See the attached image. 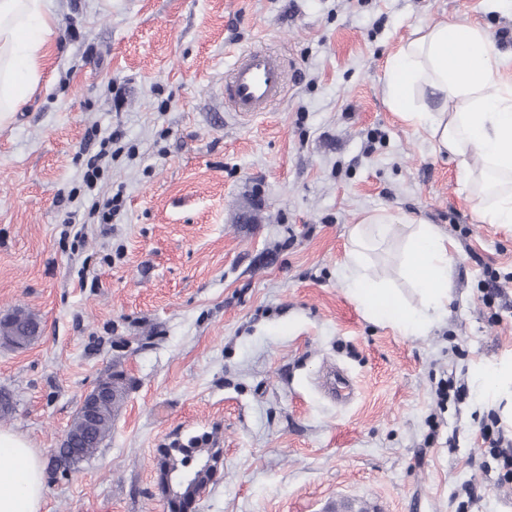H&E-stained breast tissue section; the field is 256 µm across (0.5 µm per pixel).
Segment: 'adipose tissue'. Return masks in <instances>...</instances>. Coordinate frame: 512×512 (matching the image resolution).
<instances>
[{"instance_id": "adipose-tissue-1", "label": "adipose tissue", "mask_w": 512, "mask_h": 512, "mask_svg": "<svg viewBox=\"0 0 512 512\" xmlns=\"http://www.w3.org/2000/svg\"><path fill=\"white\" fill-rule=\"evenodd\" d=\"M54 35L50 0H0V125L37 88ZM385 95L391 111L429 134L436 153L456 160L463 184L480 185L486 198L476 222L512 228V52L497 50L477 24L436 22L416 29L390 57ZM399 222L382 210L352 227L344 280L371 320L422 334L448 312L450 242L434 225L412 226L401 274L421 304L409 306L369 259L372 244L389 239ZM475 383L481 403L500 408L512 424V356L481 368ZM45 492L38 453L22 435L0 428V512H42Z\"/></svg>"}]
</instances>
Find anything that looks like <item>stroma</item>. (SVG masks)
Masks as SVG:
<instances>
[{
    "mask_svg": "<svg viewBox=\"0 0 512 512\" xmlns=\"http://www.w3.org/2000/svg\"><path fill=\"white\" fill-rule=\"evenodd\" d=\"M36 90L0 126V318L40 321L0 343V428L49 460L109 368L131 387L112 435L44 512H167L158 449L217 433L219 476L196 512H512L476 394L440 401L512 354V232L474 221L455 160L385 100L389 56L415 27L480 24L512 49L490 0H52ZM287 71L254 116L224 102L238 53ZM108 224L66 223L89 155ZM390 210L455 246L448 314L422 335L370 320L341 264L349 230ZM405 225L370 254L405 295ZM38 333L37 320L24 310L17 309L4 319H0V338L16 348L26 347Z\"/></svg>",
    "mask_w": 512,
    "mask_h": 512,
    "instance_id": "stroma-1",
    "label": "stroma"
}]
</instances>
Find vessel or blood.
<instances>
[{"instance_id":"1","label":"vessel or blood","mask_w":512,"mask_h":512,"mask_svg":"<svg viewBox=\"0 0 512 512\" xmlns=\"http://www.w3.org/2000/svg\"><path fill=\"white\" fill-rule=\"evenodd\" d=\"M284 73L271 55L247 52L236 59L224 80V90L234 111L260 112L280 94Z\"/></svg>"}]
</instances>
